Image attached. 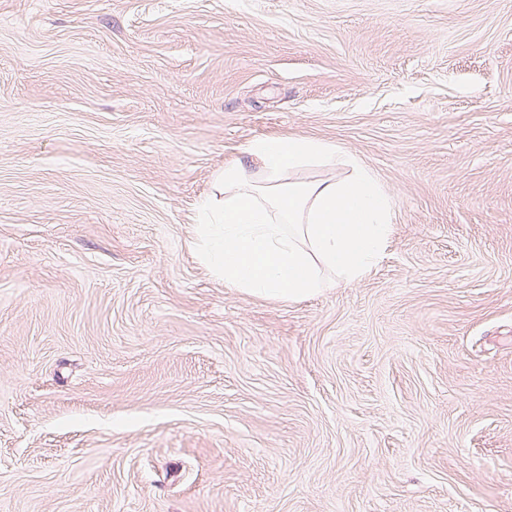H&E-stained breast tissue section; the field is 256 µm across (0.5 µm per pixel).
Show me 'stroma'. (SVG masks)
Listing matches in <instances>:
<instances>
[{
    "mask_svg": "<svg viewBox=\"0 0 512 512\" xmlns=\"http://www.w3.org/2000/svg\"><path fill=\"white\" fill-rule=\"evenodd\" d=\"M285 134L393 207L291 301L192 243ZM0 512H512V0H0Z\"/></svg>",
    "mask_w": 512,
    "mask_h": 512,
    "instance_id": "stroma-1",
    "label": "stroma"
}]
</instances>
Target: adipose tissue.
<instances>
[{
	"label": "adipose tissue",
	"instance_id": "adipose-tissue-1",
	"mask_svg": "<svg viewBox=\"0 0 512 512\" xmlns=\"http://www.w3.org/2000/svg\"><path fill=\"white\" fill-rule=\"evenodd\" d=\"M226 162L197 209L194 245L225 284L297 300L323 286L322 269L351 282L393 233L392 204L372 171L333 143L307 136L250 141ZM308 165L347 168L343 178L289 179Z\"/></svg>",
	"mask_w": 512,
	"mask_h": 512
}]
</instances>
